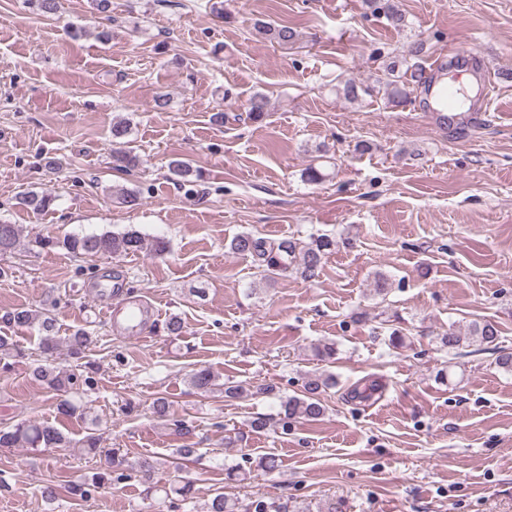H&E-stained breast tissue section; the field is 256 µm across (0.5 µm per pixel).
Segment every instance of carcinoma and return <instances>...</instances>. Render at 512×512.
Returning a JSON list of instances; mask_svg holds the SVG:
<instances>
[{
	"instance_id": "cac0c4a2",
	"label": "carcinoma",
	"mask_w": 512,
	"mask_h": 512,
	"mask_svg": "<svg viewBox=\"0 0 512 512\" xmlns=\"http://www.w3.org/2000/svg\"><path fill=\"white\" fill-rule=\"evenodd\" d=\"M373 11L381 13L395 27H400L403 15L393 4V0H367ZM258 31L269 34L280 45H286L296 38V31L288 25H272L263 21L255 24ZM419 47L415 44L407 47L405 54L393 60L389 71H395L399 66L405 67L411 82L420 83L424 78L423 69L413 59L418 56ZM267 109V98L262 93L253 94L248 103L249 116L253 119L261 117ZM55 198L48 194L27 192L20 197L19 205L40 215L52 210ZM19 242V227L15 224L0 222V255L11 254ZM34 243L42 249L60 248L76 258L87 259L110 255L112 257L135 254L149 249L156 254L168 251V241L162 237L146 238L140 231L130 228L122 233H101L76 235L69 234L63 238L55 236H38ZM335 242L329 238L318 236L310 241L298 242L293 239L269 241L253 233L236 236L230 242L232 253L250 256L261 270V276L274 279L298 269L308 279L318 275L322 260ZM0 322L20 328H37L41 334L39 346L49 354L45 362L34 368V376L52 390L73 388L81 384L92 385L90 378L82 377L74 372L69 373L55 363L50 355L58 349L55 316L47 309L17 308L0 317ZM90 336L83 329L75 331L67 338L66 344L70 354L80 355L86 348ZM479 343L498 352L497 365L507 372H512V352L501 346V336L498 326L490 321H474L463 333L454 326H448V331L440 337V343L448 350H457L464 343ZM190 384L197 390L210 393L216 390L215 376L208 369H199L190 376ZM333 384V377L323 373L308 374L303 380L301 394L283 401L285 417L288 419L314 420L324 412L320 402L321 393ZM383 384L376 379L365 380L363 386L354 387L351 397L361 402L369 401L382 394ZM73 440L65 436L57 427L47 421L24 420L12 425L0 427V448H71ZM133 466L118 451L112 452V469L98 473L92 483L74 484L70 487L71 494L82 499L92 496V493L103 489L114 481L127 480L131 477ZM205 512H288V505H275L258 497L246 508H241L238 502L228 498L224 492L216 489L205 503Z\"/></svg>"
}]
</instances>
